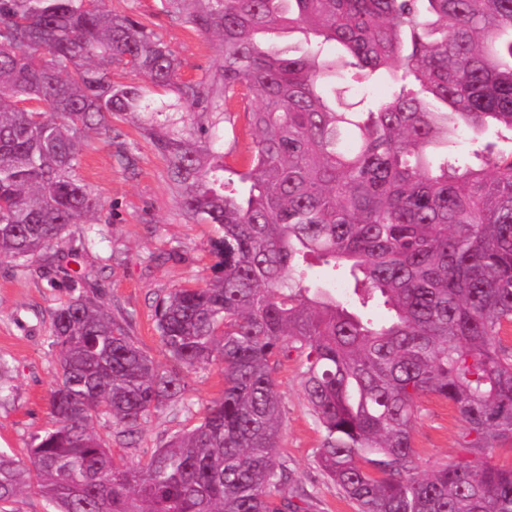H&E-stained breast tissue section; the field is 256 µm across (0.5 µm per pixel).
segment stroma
<instances>
[{"label":"stroma","mask_w":512,"mask_h":512,"mask_svg":"<svg viewBox=\"0 0 512 512\" xmlns=\"http://www.w3.org/2000/svg\"><path fill=\"white\" fill-rule=\"evenodd\" d=\"M118 13L135 12L163 37L182 64L183 77H196L201 66L216 62V46L173 21L161 0H112ZM120 137L111 144L89 140L82 175L100 197L106 222L103 240L82 250V225L69 229L68 246L79 265L103 259L101 284L113 315L132 320L131 334L158 364L168 358L155 327V306L170 289L202 286L215 276L217 258L211 243L213 226L184 215L171 184L167 164L149 139L124 120H115ZM68 297L63 284H49L37 267L18 270L0 258V357L11 366L13 391L0 402V449L25 457L36 434L51 428L48 396L59 371L48 343L50 315ZM283 417L278 455L295 481L310 494L308 512H357L336 484L319 469L316 450L322 434L304 398L296 359L282 360L276 373ZM224 389L221 365L213 364L189 378L186 398L191 412L163 407L152 412L138 433L115 439L108 419H98L97 434L115 459L129 464L147 460L172 436L198 423L205 407ZM462 429L446 402L428 396L419 402L414 430L418 462L428 469L463 454Z\"/></svg>","instance_id":"35a3bbf8"}]
</instances>
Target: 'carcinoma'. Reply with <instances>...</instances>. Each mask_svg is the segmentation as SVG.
I'll use <instances>...</instances> for the list:
<instances>
[{"mask_svg": "<svg viewBox=\"0 0 512 512\" xmlns=\"http://www.w3.org/2000/svg\"><path fill=\"white\" fill-rule=\"evenodd\" d=\"M162 5L217 42L202 77L109 0H0V256L69 287L49 326L55 423L26 463L0 450V512L26 494L55 512H302L276 455L292 355L319 466L358 512H512V467L487 461L512 442V0ZM115 63L144 84L114 80ZM375 76L385 98L343 105L336 81ZM240 112L255 137L229 163L214 116ZM114 117L152 141L185 215L220 231L217 275L155 307L164 366L95 302L98 270L55 262L74 224L98 244L83 151L90 133L112 144ZM315 263L354 287L336 297ZM213 363L224 390L198 425L142 464L112 457L95 420L126 438L162 405L188 410L190 374ZM424 396L453 406L464 450L427 473Z\"/></svg>", "mask_w": 512, "mask_h": 512, "instance_id": "1", "label": "carcinoma"}]
</instances>
